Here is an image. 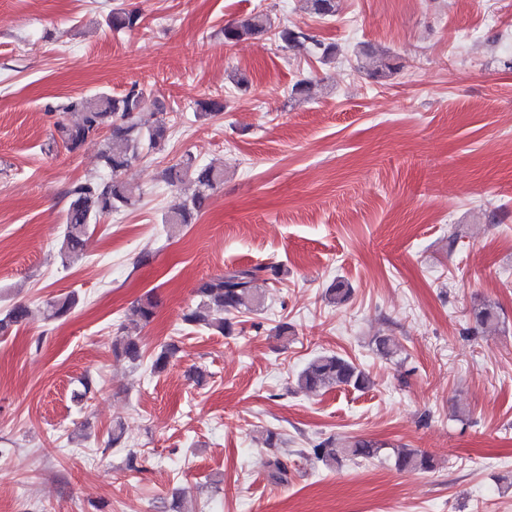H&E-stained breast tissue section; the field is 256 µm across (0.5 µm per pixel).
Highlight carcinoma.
<instances>
[{"mask_svg":"<svg viewBox=\"0 0 512 512\" xmlns=\"http://www.w3.org/2000/svg\"><path fill=\"white\" fill-rule=\"evenodd\" d=\"M310 14L318 18L336 15V0H307ZM139 16L122 9L112 11V31L123 32L136 27ZM270 34L284 48L309 43L322 58L335 56V47L324 45L314 35L301 27L277 25L264 10L252 14L241 22L224 26V44L232 46L244 39ZM149 95L134 84L124 93L113 95L97 92L89 96L70 97L65 101L46 106L49 113L59 114L54 122L52 142H60L70 151L81 148L88 140L105 135L102 158L110 170V179L81 182L68 191L70 202L65 215V225L59 239V255L62 263L72 265L84 255L87 236L92 224L105 215L135 207L139 198L120 179L123 170L138 160L143 145L156 150L170 135L165 118L143 128L136 121V114L143 111ZM196 116L206 118L224 110L220 99H202L196 102ZM165 179L174 184L189 181L196 186L190 200L174 205L164 217V223L182 226L191 223L195 213L205 205L211 191L224 183V165L197 164L192 158L172 165L165 170ZM266 266L230 268L223 274L202 282L196 293L199 302L183 315L192 326L228 334L232 328L230 315L256 312L262 307V295L255 288ZM76 297L66 293L48 302V318H61L75 307ZM156 302L147 297L137 302L139 323L125 329V334L115 343V349L129 360H140L139 324L150 323L155 316ZM29 317V309L23 304L13 306L0 317V333ZM369 375L348 360L336 354H321L311 359L297 375V385L305 392H319L333 387L350 386L364 390L371 386ZM313 455L327 465H339L345 460H370L377 457L380 448L370 440L355 439L339 443L333 438L318 442L311 448ZM394 465L400 471H431L434 460L415 449H403L394 455Z\"/></svg>","mask_w":512,"mask_h":512,"instance_id":"cac0c4a2","label":"carcinoma"}]
</instances>
